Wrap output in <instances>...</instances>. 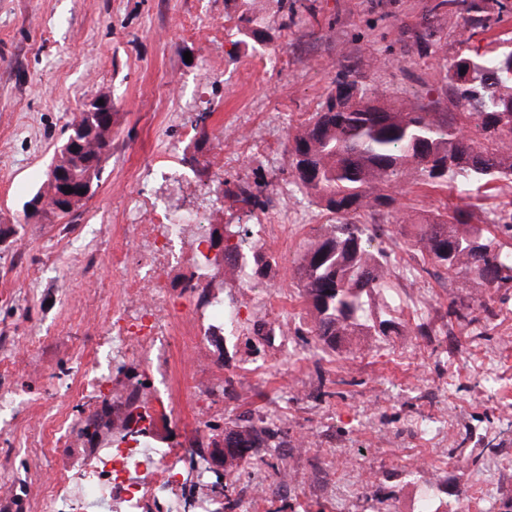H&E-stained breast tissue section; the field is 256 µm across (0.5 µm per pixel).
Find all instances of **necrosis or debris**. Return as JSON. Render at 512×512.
<instances>
[{
    "mask_svg": "<svg viewBox=\"0 0 512 512\" xmlns=\"http://www.w3.org/2000/svg\"><path fill=\"white\" fill-rule=\"evenodd\" d=\"M141 233L152 236L153 256L137 273L127 275L126 286L130 294L141 297V307L136 318L127 319L114 315L112 338L122 344L131 361L141 365L158 363L163 355L159 314L178 313L176 300L160 295L158 291V260L190 252L195 264L186 285L203 288L220 279L221 274L207 265L208 221L205 216L186 215L166 209L144 217ZM179 464L170 449L109 448L96 469L80 488L79 497L114 504V512H138L146 485H153L155 492L168 493V512H182V504L172 490L178 482Z\"/></svg>",
    "mask_w": 512,
    "mask_h": 512,
    "instance_id": "necrosis-or-debris-1",
    "label": "necrosis or debris"
}]
</instances>
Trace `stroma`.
Instances as JSON below:
<instances>
[{"label": "stroma", "mask_w": 512, "mask_h": 512, "mask_svg": "<svg viewBox=\"0 0 512 512\" xmlns=\"http://www.w3.org/2000/svg\"><path fill=\"white\" fill-rule=\"evenodd\" d=\"M492 29L459 30L442 0H0V508L43 512L106 448L78 423L145 402L143 447L170 448L175 488L195 500L215 480L223 444L211 429L277 411L287 487L259 471L234 485L237 512H512V289L500 313L458 325L465 297L440 271L366 300L370 321L428 307L433 332L390 330L342 359L316 352L293 288L320 208L288 183V134L344 73L392 99L454 111L445 67L461 51L490 53L512 37V0ZM112 101V146L92 195L68 216L28 214L66 126L83 104ZM250 132L249 144L227 137ZM250 187L261 206L237 197ZM179 201L213 226L261 224L273 264L251 287L228 288L231 331L202 335L205 291L185 286L189 261L166 265L165 294L182 297L169 332L167 376L112 349V314H136L112 265L150 247L136 217ZM251 386L225 387L228 376ZM463 449L466 461L451 454ZM376 479L361 482L363 469Z\"/></svg>", "instance_id": "35a3bbf8"}]
</instances>
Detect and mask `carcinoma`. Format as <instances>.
Returning <instances> with one entry per match:
<instances>
[{
	"mask_svg": "<svg viewBox=\"0 0 512 512\" xmlns=\"http://www.w3.org/2000/svg\"><path fill=\"white\" fill-rule=\"evenodd\" d=\"M448 22L488 29L502 21L492 17L499 0H446ZM445 80L464 111L427 112L413 102L385 97L358 79L343 78L328 93L319 111L288 135L291 183L322 209L326 223L305 245L296 271L299 296L313 313L307 333L313 346L338 356L353 336H386L392 320L368 324L365 298L393 287L398 263L385 224L366 216L385 213L396 226L411 227L408 248L420 263L406 268L416 279L431 266L458 278L470 289L472 304L452 300L448 317L473 321L476 311H490L488 300L501 288H512V39L489 54L462 52L447 67ZM102 112H80L67 126L58 160L86 181H99L112 139L99 129ZM446 192L435 210L399 203L404 180ZM500 189L508 200L483 217L469 210L482 189ZM224 258L238 261L245 244L259 270L269 261L258 241L241 224L223 227ZM111 407L85 420L82 431L96 438L110 429ZM275 413L224 426V510L235 512L231 489L245 467L264 453L273 455L287 434Z\"/></svg>",
	"mask_w": 512,
	"mask_h": 512,
	"instance_id": "cac0c4a2",
	"label": "carcinoma"
}]
</instances>
